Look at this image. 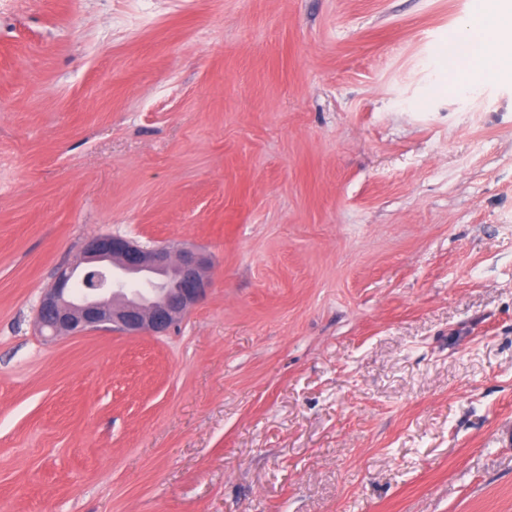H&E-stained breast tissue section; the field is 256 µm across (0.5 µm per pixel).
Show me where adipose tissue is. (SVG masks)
I'll list each match as a JSON object with an SVG mask.
<instances>
[{
	"label": "adipose tissue",
	"mask_w": 512,
	"mask_h": 512,
	"mask_svg": "<svg viewBox=\"0 0 512 512\" xmlns=\"http://www.w3.org/2000/svg\"><path fill=\"white\" fill-rule=\"evenodd\" d=\"M448 67L465 70L472 81L500 76L512 65V0H485L444 52Z\"/></svg>",
	"instance_id": "adipose-tissue-1"
}]
</instances>
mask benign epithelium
I'll return each instance as SVG.
<instances>
[{
	"mask_svg": "<svg viewBox=\"0 0 512 512\" xmlns=\"http://www.w3.org/2000/svg\"><path fill=\"white\" fill-rule=\"evenodd\" d=\"M80 272L61 269L35 313L40 332L78 336L100 328L163 336L207 294L210 259L192 248L143 247L119 235L89 240Z\"/></svg>",
	"mask_w": 512,
	"mask_h": 512,
	"instance_id": "obj_1",
	"label": "benign epithelium"
}]
</instances>
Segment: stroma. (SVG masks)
Here are the masks:
<instances>
[{
    "label": "stroma",
    "mask_w": 512,
    "mask_h": 512,
    "mask_svg": "<svg viewBox=\"0 0 512 512\" xmlns=\"http://www.w3.org/2000/svg\"><path fill=\"white\" fill-rule=\"evenodd\" d=\"M472 0H0V512H512V73ZM167 335L45 339L86 240ZM479 36V41L476 37ZM448 68L463 69L474 82L495 78L512 69V2L485 0L484 8L470 16L456 40L444 52ZM83 267L61 269L35 313L40 333L78 336L100 328L163 336L207 294L210 259L192 248L143 247L102 235L83 247Z\"/></svg>",
    "instance_id": "obj_1"
}]
</instances>
